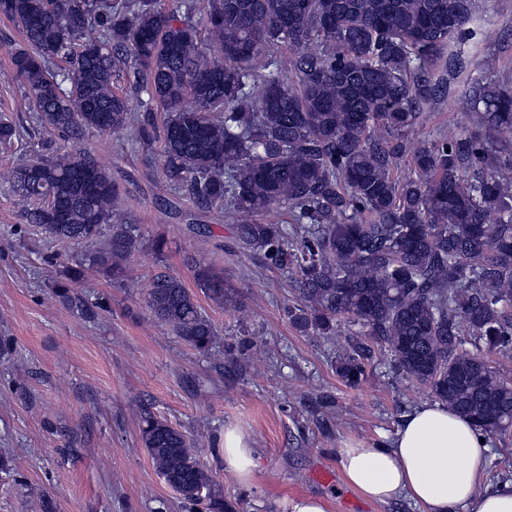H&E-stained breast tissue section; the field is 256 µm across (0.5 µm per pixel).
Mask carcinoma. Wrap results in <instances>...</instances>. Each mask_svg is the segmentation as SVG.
Returning a JSON list of instances; mask_svg holds the SVG:
<instances>
[{
    "mask_svg": "<svg viewBox=\"0 0 512 512\" xmlns=\"http://www.w3.org/2000/svg\"><path fill=\"white\" fill-rule=\"evenodd\" d=\"M194 10L189 0H0L23 36L10 53L22 105L64 135L110 133L134 121L115 85L136 70L139 92L165 110L166 176L200 205L229 207L239 247L288 273L297 331L351 328L336 361L348 386L367 378L378 347L483 434L512 439V382L463 349L472 336L512 351V86L494 79L496 61L458 100L476 115L473 131L405 138L463 68L445 53L474 34L476 0H206L198 22ZM0 145L25 148L7 117ZM31 152L10 178L28 223L65 244L103 241L56 283L77 304L85 266L118 276L143 242L90 155ZM274 210L288 223L267 219ZM186 261L202 294L240 309L218 269ZM146 303L171 335L211 351L217 328L180 277L157 273ZM250 349L230 342L227 357ZM138 426L185 503L237 512L193 438L147 407Z\"/></svg>",
    "mask_w": 512,
    "mask_h": 512,
    "instance_id": "1",
    "label": "carcinoma"
}]
</instances>
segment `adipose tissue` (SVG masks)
I'll return each instance as SVG.
<instances>
[{"instance_id":"1","label":"adipose tissue","mask_w":512,"mask_h":512,"mask_svg":"<svg viewBox=\"0 0 512 512\" xmlns=\"http://www.w3.org/2000/svg\"><path fill=\"white\" fill-rule=\"evenodd\" d=\"M490 444L472 422L433 401L406 413L387 442H350L338 463L346 484L366 500L406 499L419 512H512V480L483 483ZM224 468L248 482L254 450L234 428L224 431Z\"/></svg>"}]
</instances>
